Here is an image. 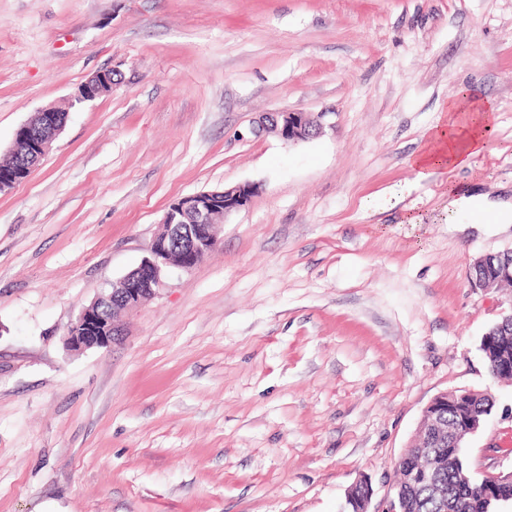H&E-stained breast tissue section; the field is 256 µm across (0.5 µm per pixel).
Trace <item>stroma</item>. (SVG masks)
Returning a JSON list of instances; mask_svg holds the SVG:
<instances>
[{"mask_svg":"<svg viewBox=\"0 0 512 512\" xmlns=\"http://www.w3.org/2000/svg\"><path fill=\"white\" fill-rule=\"evenodd\" d=\"M102 69L111 93L71 105ZM471 94L496 107L486 150L416 182L443 105ZM67 104L0 194V512H340L364 477L376 510L455 390L495 401L472 475L512 469V381L480 351L512 287L470 278L512 224L448 221L449 185L512 194V0H0V157ZM288 111L322 134L256 131ZM245 183L121 344L66 349L172 201ZM62 112H66L64 115ZM66 109L49 107L39 110L29 121L24 122L17 129L16 140L20 137L29 139L32 144V153L35 155L32 168L37 167L38 160L49 151L52 142L61 133L67 121ZM323 114L308 112H268L261 122L262 129H273L288 142L304 141L322 133Z\"/></svg>","mask_w":512,"mask_h":512,"instance_id":"35a3bbf8","label":"stroma"}]
</instances>
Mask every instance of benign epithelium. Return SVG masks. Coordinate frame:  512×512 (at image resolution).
Returning a JSON list of instances; mask_svg holds the SVG:
<instances>
[{
  "label": "benign epithelium",
  "mask_w": 512,
  "mask_h": 512,
  "mask_svg": "<svg viewBox=\"0 0 512 512\" xmlns=\"http://www.w3.org/2000/svg\"><path fill=\"white\" fill-rule=\"evenodd\" d=\"M113 82L112 70L99 71L78 87L76 100L90 102L108 94L112 92ZM322 118L321 114L314 116L308 112H268L261 126L274 130L288 142H297L320 135L323 130ZM66 121L67 116L61 108L41 109L29 121L20 125L15 138L29 139L32 153L38 161L47 154ZM255 191L256 188L251 184H239L178 199L174 207L166 210L161 230L153 239L149 255L122 278L121 287L102 293L78 313L72 327L82 326L85 331L82 334L75 331L68 335L67 347L72 351H85L108 348L119 343L123 332L115 318L134 309L143 300L155 296L163 285V275L168 267L188 270L202 261L206 249L214 248L219 242V225L212 219L213 210L221 208L226 214L238 210L248 203ZM508 255L512 256V250L478 257L470 270L475 285L493 288L512 280V262L507 261ZM109 306L112 307V322L104 320L102 316L103 310ZM470 397V390L452 395L445 391L429 402L423 413V424L426 425L430 442L439 443L449 438L452 445L462 448L467 439L479 431L483 422L474 414L461 419V423L451 431L444 425L448 403L454 401L461 405ZM481 483L485 486V493L493 499L502 487L512 484V471L487 475L481 479ZM371 497V484L364 478L348 493V512H370Z\"/></svg>",
  "instance_id": "obj_1"
}]
</instances>
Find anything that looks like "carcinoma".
I'll use <instances>...</instances> for the list:
<instances>
[{
	"mask_svg": "<svg viewBox=\"0 0 512 512\" xmlns=\"http://www.w3.org/2000/svg\"><path fill=\"white\" fill-rule=\"evenodd\" d=\"M6 168L23 171L30 165L24 146L0 163ZM508 342L512 350V335L499 336L489 329V336L481 342L480 350L494 353V343ZM398 483L403 487L406 512H497L499 506L512 504V489L501 493L502 501L489 500L484 488L466 479L468 463L460 448H416L412 458L398 465Z\"/></svg>",
	"mask_w": 512,
	"mask_h": 512,
	"instance_id": "cac0c4a2",
	"label": "carcinoma"
}]
</instances>
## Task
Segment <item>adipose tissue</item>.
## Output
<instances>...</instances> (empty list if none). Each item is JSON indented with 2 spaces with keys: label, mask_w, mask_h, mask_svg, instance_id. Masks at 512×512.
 <instances>
[{
  "label": "adipose tissue",
  "mask_w": 512,
  "mask_h": 512,
  "mask_svg": "<svg viewBox=\"0 0 512 512\" xmlns=\"http://www.w3.org/2000/svg\"><path fill=\"white\" fill-rule=\"evenodd\" d=\"M495 128V107L491 102L463 98L451 101L426 148L412 160L417 181H425L434 172L470 165L480 155ZM473 205L490 215L497 224L512 223V201L491 202L479 195L461 194L448 189V221L455 224L465 206Z\"/></svg>",
  "instance_id": "obj_1"
}]
</instances>
